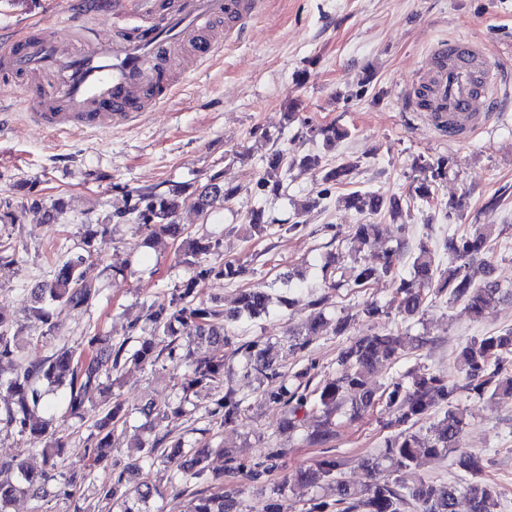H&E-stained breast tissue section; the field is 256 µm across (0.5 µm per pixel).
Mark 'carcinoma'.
<instances>
[{
  "label": "carcinoma",
  "instance_id": "obj_1",
  "mask_svg": "<svg viewBox=\"0 0 512 512\" xmlns=\"http://www.w3.org/2000/svg\"><path fill=\"white\" fill-rule=\"evenodd\" d=\"M287 159L288 152L281 148H276L267 155L257 181L260 190L275 196L280 194ZM300 164L320 174L323 182L338 185L347 183L356 169V164L349 161L325 168L321 166L320 157L317 155L302 157ZM414 167L419 175L413 182L411 192L420 200L428 202L434 198L436 182L447 174L448 159L441 157L429 161L419 158ZM240 191L239 186L218 183V177L215 176L212 183L200 192L199 208L203 214L209 215L213 209L224 206V202L234 198ZM182 192L181 187L172 189L167 197L139 192L131 208V213L136 215L151 237L167 235L180 240L176 248L178 263L187 271L186 277L176 289V294L169 301L151 306L148 317L152 326L148 335L137 338L136 344L130 347L126 339L115 343L112 339L95 333L88 337L86 346L80 352L60 348L37 362L17 363L7 376L0 371V391H5L11 397L10 404L0 408V424L32 447L41 448L44 462L43 469L33 470L17 459L0 461V471L15 469L19 474V480L15 483L0 481V512H9L8 506L21 494L36 501L41 500L45 496V485L52 477L57 460L66 452L63 441L49 435L50 420L40 416V411L53 408L47 392L42 390V385L62 389L59 407L65 413L81 419L95 411L98 399L109 393L110 386L106 381L123 364L133 362L142 366L153 365L159 358L157 348L161 345L168 349V356L172 358L176 351L177 337L184 336L190 342L197 340L213 345L212 355L184 375L183 396L178 406L172 408L168 403L162 406L150 400L139 408L140 415L151 423L164 414V406L172 408L173 414L182 415L185 413L184 403L189 400V395L201 389L214 388L224 370V319L236 321L244 315L256 317L268 309L270 296L265 289L259 287L243 292L240 308L227 314L205 305L200 299L211 276L232 281L243 273V268L231 261L217 266L207 263V257L218 254L220 242L195 237L176 222L178 197ZM344 202L347 208L360 214L376 215L384 210L396 214L401 210L399 199H387L374 191L354 190L344 197ZM351 231L359 244L368 247L379 236L376 224H354ZM97 236L96 227L91 224L84 225L80 250L58 262L51 277L34 289L30 318L39 329L36 341L46 339L56 331L55 315L58 310H82L99 295V289L84 279L82 271L86 262L97 255ZM488 237L489 234L482 231L460 237L451 236L445 248L452 259L469 262L487 251ZM396 267V251L389 249L378 258L371 255L354 258L349 282L344 279L336 280V270L329 269L327 265L323 266V274L328 277L332 288L345 285L366 288L373 281L394 273ZM412 274V279L401 280L392 302L397 314L406 319L422 311L427 299L426 290L433 286L437 278L440 279L439 289H450L449 295L456 301L465 302L475 317L481 316L496 303L502 293L494 281L475 284L460 265L446 272L442 271L436 254L424 244L419 246V252L412 262ZM330 324L335 332L342 331L346 326V322L342 320L332 324L319 314L306 326V335L314 336ZM22 329L23 326L7 312L0 311V360L16 357L14 339ZM402 347V337L391 333L358 338L342 353L344 374L323 387L314 407L327 416L341 406L343 393L347 392L352 396L353 413L366 412L377 401L384 399L387 406L400 412L401 420L405 422L419 418L433 408L449 402L453 390L435 376L415 380L413 388L406 392L399 383L380 393L367 385L373 367L380 362L390 363L396 360ZM510 355L512 328L471 340L458 353L457 363L465 376L477 383L478 387H490L494 395L512 396V373L505 367ZM247 366L271 380L284 378L273 367L272 356L264 348L248 353ZM239 407L240 401L233 392L228 391L216 400V408L211 411V415L220 413L224 420L231 421L238 417ZM126 419L124 404L117 395H112L111 403L102 408L94 422L96 434L88 460L81 470L70 474L68 484L75 485L84 481L93 468L106 460L111 453L108 429L125 423ZM463 426L462 415L450 408L432 435L423 437L416 433L401 432L388 439L384 454L367 459L366 467L374 471L388 466L396 473L392 482L360 486L350 480L335 477L333 472L337 469V463L334 459L322 460L317 468L303 471L301 477L314 484L328 477L332 478L330 490L335 496V504L342 506L341 512H403L402 507L410 500L416 504L418 512H456L460 495L468 499L469 512H496V492L487 481L480 478L483 465L472 454L459 452L455 461L459 469L472 476V480L461 490L454 485L429 481L417 475L422 458L445 457L451 452H458ZM157 451L163 460L190 457L187 467L190 478L200 484L210 483L207 471L202 466L201 454L205 453V449L198 448L196 452L188 453L181 440H170L165 434L151 443L145 456L150 458ZM188 512L229 510L224 504V495H207L205 491L199 490L192 493Z\"/></svg>",
  "mask_w": 512,
  "mask_h": 512
}]
</instances>
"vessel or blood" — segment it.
Masks as SVG:
<instances>
[{"label": "vessel or blood", "mask_w": 512, "mask_h": 512, "mask_svg": "<svg viewBox=\"0 0 512 512\" xmlns=\"http://www.w3.org/2000/svg\"><path fill=\"white\" fill-rule=\"evenodd\" d=\"M263 5L264 0H111L116 37L100 38L77 15L73 46L46 30L30 34L0 51V71L20 76L17 97L40 127L128 125L169 97L171 68L184 52L203 62L220 51L207 35L211 27L223 25L225 37L233 38ZM130 25L136 29L132 37L124 34ZM40 72L53 74L55 93L32 82ZM500 79L473 42L442 43L416 76L408 102L418 105L420 91H427L434 129L460 137L491 124Z\"/></svg>", "instance_id": "vessel-or-blood-1"}]
</instances>
